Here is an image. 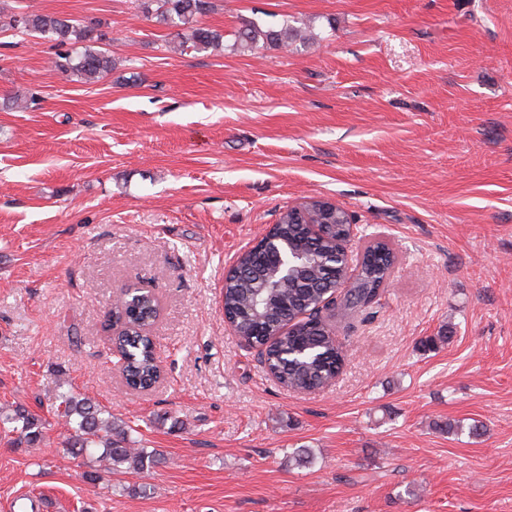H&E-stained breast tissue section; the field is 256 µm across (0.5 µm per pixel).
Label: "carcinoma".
<instances>
[{"label": "carcinoma", "instance_id": "obj_1", "mask_svg": "<svg viewBox=\"0 0 512 512\" xmlns=\"http://www.w3.org/2000/svg\"><path fill=\"white\" fill-rule=\"evenodd\" d=\"M211 9V0H143L145 12H154L165 25L182 28L170 46L171 51L180 54L189 50L200 53L223 45L224 33L201 22ZM0 28L53 40L58 48L55 70L82 83L97 82L112 71L111 55L97 48L95 28L80 26L68 17L41 13L24 5ZM235 38L242 49L255 52L267 46L305 45L313 35L287 21L279 26L250 21ZM305 224L323 225V236L308 237ZM347 232L344 211L319 197H309L299 207L282 211L269 232L270 238L302 254L295 267L276 273L256 248L241 257L238 272L224 279V311L236 333L247 344L262 346L271 342L269 368L275 379L291 390L311 392L328 385L345 357L342 345L326 334L321 321L310 316L304 318L302 314L313 310L343 285L348 308L371 303L395 264L391 249L376 242L364 249L357 273L347 275L342 263L333 259ZM157 314L158 303L149 300L138 309L133 305L126 307L124 322L137 326L142 335L128 336L122 330L111 338V343L123 352L127 384L132 388L148 387L160 377L147 335V327ZM55 401V415L72 430L70 448L75 456H90L101 448L113 470L122 468L136 474L148 473L162 463L160 453L133 447L127 428L112 420V414L99 403L71 390L57 392ZM2 427L20 431L29 446L44 439L42 420L20 406L0 407Z\"/></svg>", "mask_w": 512, "mask_h": 512}]
</instances>
